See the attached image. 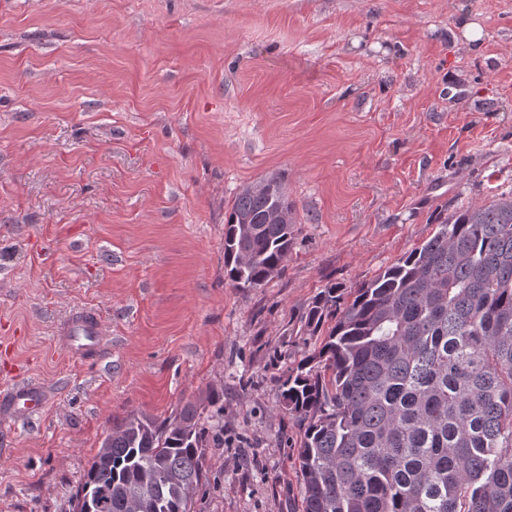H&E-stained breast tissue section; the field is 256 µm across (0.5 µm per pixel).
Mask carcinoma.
I'll list each match as a JSON object with an SVG mask.
<instances>
[{
    "label": "carcinoma",
    "instance_id": "1",
    "mask_svg": "<svg viewBox=\"0 0 512 512\" xmlns=\"http://www.w3.org/2000/svg\"><path fill=\"white\" fill-rule=\"evenodd\" d=\"M239 191L224 277L259 288L294 241L279 177ZM276 210L288 223L268 222ZM302 319L320 346L280 379L302 429L303 512H512V190L462 206L420 246L349 293L327 284ZM215 413L187 403L160 425L132 415L106 437L77 512H185L206 477Z\"/></svg>",
    "mask_w": 512,
    "mask_h": 512
}]
</instances>
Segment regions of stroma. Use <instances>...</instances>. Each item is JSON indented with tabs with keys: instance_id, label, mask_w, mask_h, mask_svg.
Masks as SVG:
<instances>
[{
	"instance_id": "1",
	"label": "stroma",
	"mask_w": 512,
	"mask_h": 512,
	"mask_svg": "<svg viewBox=\"0 0 512 512\" xmlns=\"http://www.w3.org/2000/svg\"><path fill=\"white\" fill-rule=\"evenodd\" d=\"M482 28L470 51L462 24ZM284 181L285 269L224 278V215ZM512 189V0H0V512H74L104 438L211 390L192 512H302L279 380L304 307ZM98 312L96 358L58 334ZM2 411L17 418H28L43 408L42 390L32 382L10 388L1 395Z\"/></svg>"
}]
</instances>
